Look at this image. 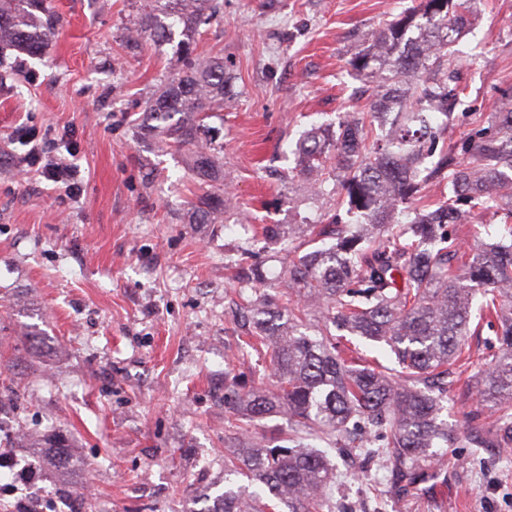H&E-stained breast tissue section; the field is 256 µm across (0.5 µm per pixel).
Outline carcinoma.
<instances>
[{
    "mask_svg": "<svg viewBox=\"0 0 512 512\" xmlns=\"http://www.w3.org/2000/svg\"><path fill=\"white\" fill-rule=\"evenodd\" d=\"M472 0H420L370 33L351 54V71L375 85L369 110L345 112L295 143V170L311 194L331 181L337 207L324 224L295 225V239L331 241L288 264V292L269 287L255 265L239 260L238 279L254 288L249 307L257 344L270 356L277 386H229L224 403L237 419L281 415L282 444L236 432L224 450V496L207 512H337L341 476L330 453H357L390 470L405 487L444 465L462 442L443 412L448 386H473L469 420L494 426L486 447L512 448V110L494 130L473 129L436 152L439 116L461 101L448 56ZM182 26L170 76L154 90L140 128L165 149L186 150L203 182L224 181L220 150L200 136L207 113L224 109L230 72L224 58L197 52L200 27L224 18V0H151L139 28L171 38ZM55 26L45 0H0V49L39 54ZM448 194L422 200L425 185ZM224 210V195L204 193L194 208L205 224ZM502 217L501 232L480 250L449 231L475 214ZM293 239V240H295ZM288 240V243H293ZM496 336L495 352L473 382L468 360L472 302ZM385 343L399 370L360 364L345 335ZM52 464L68 447L48 438Z\"/></svg>",
    "mask_w": 512,
    "mask_h": 512,
    "instance_id": "cac0c4a2",
    "label": "carcinoma"
}]
</instances>
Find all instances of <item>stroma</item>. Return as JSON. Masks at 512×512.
I'll return each mask as SVG.
<instances>
[{
	"mask_svg": "<svg viewBox=\"0 0 512 512\" xmlns=\"http://www.w3.org/2000/svg\"><path fill=\"white\" fill-rule=\"evenodd\" d=\"M418 0H224L201 29L200 52L233 76L224 109L205 125L222 148L228 204L192 221L196 182L186 155L138 128L175 43L123 47L144 0H50L58 19L40 55L0 58V453L30 465L0 471V512H200L224 492V438L236 422L224 384L273 387L270 358L233 318L232 263L257 252L271 276L288 241L267 224H312L334 210L291 177L289 147L370 85L347 61L368 33ZM462 89L445 143L491 126L512 99V0H478L452 46ZM30 132L72 154L77 198L28 174ZM72 461L47 464L46 435ZM338 493L357 512H512V453L449 449L438 480L405 490L359 457Z\"/></svg>",
	"mask_w": 512,
	"mask_h": 512,
	"instance_id": "obj_1",
	"label": "stroma"
}]
</instances>
